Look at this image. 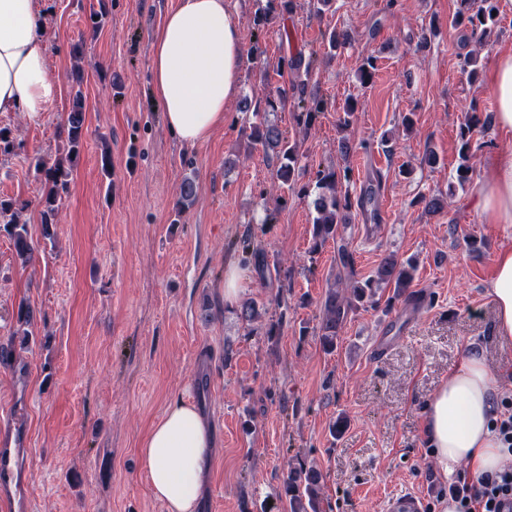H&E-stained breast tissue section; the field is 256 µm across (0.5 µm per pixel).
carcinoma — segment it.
I'll list each match as a JSON object with an SVG mask.
<instances>
[{"label":"carcinoma","mask_w":512,"mask_h":512,"mask_svg":"<svg viewBox=\"0 0 512 512\" xmlns=\"http://www.w3.org/2000/svg\"><path fill=\"white\" fill-rule=\"evenodd\" d=\"M463 9L457 12L456 24L470 30V37L478 42L486 40L491 32L489 24L494 22L492 12L496 10L495 0H460ZM293 98L298 113L297 121L309 126L319 113L325 110V102L315 96L307 95L305 83L292 85V91L278 93L277 97H266L253 103L244 101L243 111L252 113L247 141L249 144H260L269 158L275 162L276 179L283 186L296 181L298 171L297 146L288 142L278 124L271 121L269 113L275 111L277 105ZM85 121L84 96L77 90L72 98L71 110L65 122L68 141V152L65 157L56 160L49 168H44L38 161L35 168L45 171L49 188L44 197V224H53V218L59 208L61 193L66 191L80 158V148L83 138ZM478 121L470 118L460 128V158L462 163L457 168V179L460 185L469 180V166L465 164L470 147L473 129ZM339 182L336 169L328 167L317 172L315 181L314 211L312 218L313 249L321 248L328 240L336 238L338 227L346 223L347 213L352 206L364 207L367 195L357 200L345 195L336 194V184ZM197 195L195 180L186 177L180 187L179 203L182 206L192 204ZM0 224L13 241L14 249L21 264H27L32 256V246L28 238L27 224L21 222L20 210L7 201H0ZM415 266L410 260L399 261L395 256L387 257L377 271L376 278L361 283H349L345 296L331 287L327 290L322 304V319L319 328V341L325 353L331 354L336 350L338 332L349 312L365 303H374L377 288L381 285H391L398 296L407 294L414 280ZM242 323L251 326L262 317V308L254 300H246L237 311ZM322 473L314 465L301 463L291 468L283 482V494L286 500L287 512H320V490Z\"/></svg>","instance_id":"obj_1"}]
</instances>
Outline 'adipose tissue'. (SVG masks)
Segmentation results:
<instances>
[{
    "label": "adipose tissue",
    "instance_id": "ef3b65f1",
    "mask_svg": "<svg viewBox=\"0 0 512 512\" xmlns=\"http://www.w3.org/2000/svg\"><path fill=\"white\" fill-rule=\"evenodd\" d=\"M235 0H178L151 49L152 86L167 128L188 146L210 138L238 90L243 43ZM37 0H0V113L52 111L59 87L42 46ZM492 87L496 124L512 134V54L498 57ZM476 206L491 224H512V152L496 154ZM497 334L512 338V249L500 253L489 285ZM500 378L467 351L424 408V436L443 475L473 478L512 463L493 429ZM211 423L192 405L171 401L138 448L153 497L165 512H198L214 467Z\"/></svg>",
    "mask_w": 512,
    "mask_h": 512
}]
</instances>
